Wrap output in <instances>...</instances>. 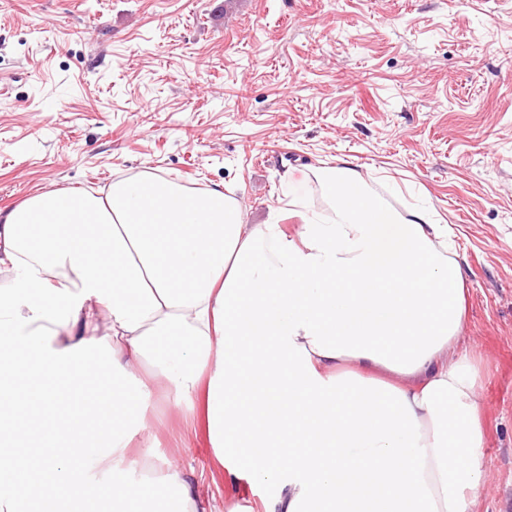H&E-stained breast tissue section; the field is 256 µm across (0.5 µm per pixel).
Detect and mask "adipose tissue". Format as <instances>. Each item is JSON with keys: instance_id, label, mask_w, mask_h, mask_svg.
I'll list each match as a JSON object with an SVG mask.
<instances>
[{"instance_id": "adipose-tissue-1", "label": "adipose tissue", "mask_w": 512, "mask_h": 512, "mask_svg": "<svg viewBox=\"0 0 512 512\" xmlns=\"http://www.w3.org/2000/svg\"><path fill=\"white\" fill-rule=\"evenodd\" d=\"M335 217L246 224L216 185L144 171L0 209V512H154L121 466L155 384L200 400L264 512H477L482 369L447 225L393 215L349 167ZM165 512H224L176 462Z\"/></svg>"}]
</instances>
